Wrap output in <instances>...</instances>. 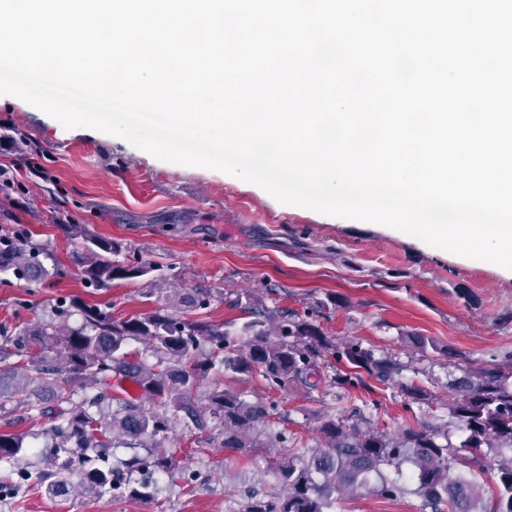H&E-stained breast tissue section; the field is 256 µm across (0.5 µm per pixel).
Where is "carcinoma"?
<instances>
[{
	"label": "carcinoma",
	"mask_w": 512,
	"mask_h": 512,
	"mask_svg": "<svg viewBox=\"0 0 512 512\" xmlns=\"http://www.w3.org/2000/svg\"><path fill=\"white\" fill-rule=\"evenodd\" d=\"M62 229L84 241L71 260L87 288H106L116 278L134 279L153 268L132 260L121 262V246L89 233L84 224ZM0 242V274L38 283L51 276L35 244L19 228L4 230ZM240 337L205 318L183 317L164 308L129 318L79 297L57 306L42 320L18 333L0 334V413L15 419L45 415L31 399L35 385L58 402L57 421L49 429L53 442L47 456L58 465L48 492L67 497L79 474L82 490L98 497L117 492L148 494L150 485L120 477L108 464L107 449L118 433L133 442L123 462L129 474L146 470L169 475L178 469L176 451L164 441L177 428H192L225 449L249 452L260 448L269 430L275 403L249 402L224 387V373H256L272 390L290 385L316 389L312 378L328 368L336 400L352 390H372V382L395 384L406 405L423 404L428 393L402 373L418 374L413 361L377 352L361 341L332 342L320 319L334 298L315 301L304 312L284 309L245 295ZM142 341L152 360L132 357L128 341ZM461 375L448 387V421L423 422L399 434L361 429L336 410L320 417L322 444L290 448L272 467L282 491L247 502L244 512H336L348 491L368 490L386 498L407 492L421 499V512H512V352ZM134 382L145 401H118L105 388L112 377ZM144 449L145 453L138 452ZM26 451L24 437L0 434V464L13 463ZM492 472L494 487L485 497L480 479Z\"/></svg>",
	"instance_id": "carcinoma-1"
}]
</instances>
